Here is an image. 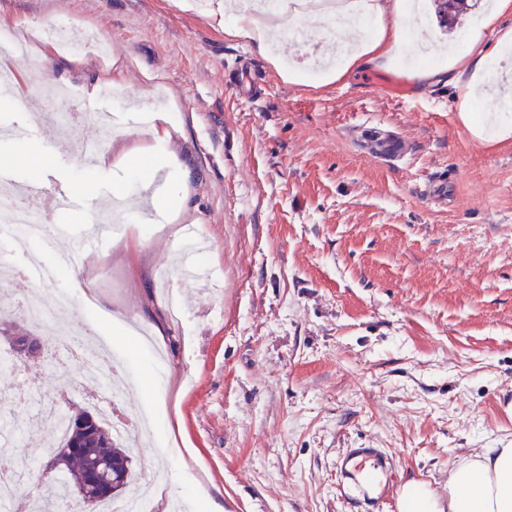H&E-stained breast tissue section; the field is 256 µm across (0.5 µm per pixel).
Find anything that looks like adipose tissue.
<instances>
[{
	"instance_id": "1",
	"label": "adipose tissue",
	"mask_w": 512,
	"mask_h": 512,
	"mask_svg": "<svg viewBox=\"0 0 512 512\" xmlns=\"http://www.w3.org/2000/svg\"><path fill=\"white\" fill-rule=\"evenodd\" d=\"M366 11L375 16L379 33L368 40L353 35V50L346 68L357 65L379 66L390 60L402 34L413 26L403 0H367ZM281 30L262 16L239 17L229 33L245 41L261 56ZM399 512H512V448H485L462 459L448 472V500L439 498L423 482H414L398 503Z\"/></svg>"
}]
</instances>
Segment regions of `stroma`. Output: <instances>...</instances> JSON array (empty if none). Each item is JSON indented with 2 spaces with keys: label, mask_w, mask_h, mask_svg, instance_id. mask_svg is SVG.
Here are the masks:
<instances>
[{
  "label": "stroma",
  "mask_w": 512,
  "mask_h": 512,
  "mask_svg": "<svg viewBox=\"0 0 512 512\" xmlns=\"http://www.w3.org/2000/svg\"><path fill=\"white\" fill-rule=\"evenodd\" d=\"M216 2L0 0V31L27 41L6 62L25 83L0 104V126L49 155L35 169L18 148L0 166L95 202L58 211L48 196L42 207L95 287L68 319L107 343L132 388L121 407L149 430L131 467L155 481L154 512H206L208 495L224 512H351L337 471L347 448L385 449L400 482L446 494L462 458L512 446V138L488 145L462 125L465 73L420 82L415 66L392 62L416 91L405 101L363 84L359 69L290 82L329 28L282 33L266 58L225 33ZM423 2L408 50L445 61L474 19L446 30L435 0ZM63 22L95 45L44 54L42 30ZM107 77L121 89L95 109L122 110L147 88L165 100L156 127L106 137L86 122L63 136L33 126L41 84L78 108L83 86ZM243 83L255 99L239 95ZM371 131L405 140L407 154H370ZM101 137L102 165L60 146ZM161 168L176 207L153 224L128 211L119 237L94 241L98 205L118 189L137 196ZM438 178L440 203L424 192ZM186 224L206 242L193 258L218 291L183 287L175 321L159 272L176 266ZM20 381L31 399L15 404ZM86 392L78 367L47 351L0 372V417L17 431L0 470L18 471L46 441L39 404L68 414Z\"/></svg>",
  "instance_id": "stroma-1"
}]
</instances>
